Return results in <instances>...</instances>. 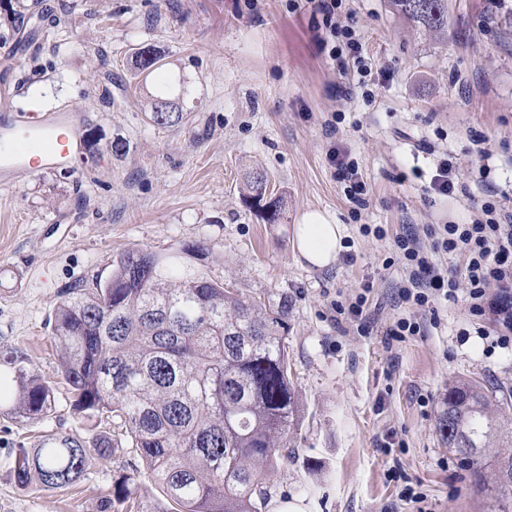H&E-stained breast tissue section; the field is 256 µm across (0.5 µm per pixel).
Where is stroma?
Instances as JSON below:
<instances>
[{"mask_svg":"<svg viewBox=\"0 0 512 512\" xmlns=\"http://www.w3.org/2000/svg\"><path fill=\"white\" fill-rule=\"evenodd\" d=\"M354 27L388 75L372 96L336 98L339 76L314 40L311 15L290 0H0V89L15 107L81 122L74 163L19 173L0 189V351L21 350L55 392L48 417L0 406V512H99L127 470L125 450L97 457L64 491L19 487L15 449L54 429L88 443L121 439L106 417L75 414L57 374L51 317L61 289L108 277L113 260L140 248L166 253L203 243L202 270L253 295L287 299L290 372L303 416L299 457L275 474L266 512H490L473 470L450 452L437 420L450 380L475 378L512 392V347L478 336L488 319L464 295L439 303L424 336L390 337L400 265L383 266L390 238L409 224H464L488 139L499 161L490 177L512 182V0H448L442 43L398 15L390 0H354ZM466 32L465 41L455 38ZM150 44L189 80L179 127L148 123L150 94L132 62ZM344 113L328 133L329 113ZM127 143L126 154L112 152ZM458 168L450 197L428 192L436 158ZM348 151L371 189L360 218L328 162ZM264 170L279 197L270 224L249 201L250 172ZM307 211L334 215L349 247L317 269L298 260L293 226ZM388 238L363 235L362 225ZM366 291L370 332L335 323L334 300ZM393 435L397 446L379 443ZM400 464L423 504L398 498L388 469Z\"/></svg>","mask_w":512,"mask_h":512,"instance_id":"35a3bbf8","label":"stroma"}]
</instances>
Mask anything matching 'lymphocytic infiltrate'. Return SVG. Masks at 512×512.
<instances>
[{"label":"lymphocytic infiltrate","instance_id":"1","mask_svg":"<svg viewBox=\"0 0 512 512\" xmlns=\"http://www.w3.org/2000/svg\"><path fill=\"white\" fill-rule=\"evenodd\" d=\"M314 23L320 52L336 63L339 73L353 71V80L338 84L336 96L352 100L367 80L382 77L373 60L365 55L360 34L344 24V0H306ZM329 162L344 195L355 209H366L370 188L357 161L347 151L332 149ZM406 275L400 283L398 304L418 310H433L438 300L456 297L465 290L472 315H493L500 329L499 346L512 344V209L490 201L482 202L480 213L466 224H431L425 232L414 230L398 235L391 248ZM460 257L461 276H453L434 261L436 253Z\"/></svg>","mask_w":512,"mask_h":512}]
</instances>
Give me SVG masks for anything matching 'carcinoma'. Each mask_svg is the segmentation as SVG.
Wrapping results in <instances>:
<instances>
[{
	"label": "carcinoma",
	"mask_w": 512,
	"mask_h": 512,
	"mask_svg": "<svg viewBox=\"0 0 512 512\" xmlns=\"http://www.w3.org/2000/svg\"><path fill=\"white\" fill-rule=\"evenodd\" d=\"M390 2L435 38L447 33L448 0ZM134 56L145 76L160 75L147 119L165 127L186 120L184 81L166 75L165 58L151 45ZM246 187L266 221L277 223L281 204L267 195L266 173L252 172ZM204 250L129 249L107 279L76 282L58 296L52 335L71 407L87 417L112 414L138 460L100 512H262L278 467L299 456L289 437L301 406L282 334L288 303L227 287L185 260ZM1 366L9 374L0 376V402H11L15 415L39 419L53 411V389L27 357L8 351ZM500 411L481 382L453 379L438 429L448 450L470 465L494 453L492 484L503 498L512 494V435L502 432ZM115 451L105 438L88 445L53 432L40 448L16 449L12 472L20 487L66 489L95 457ZM143 477L163 488L170 506L148 504Z\"/></svg>",
	"instance_id": "1"
}]
</instances>
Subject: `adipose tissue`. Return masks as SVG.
Segmentation results:
<instances>
[{
    "label": "adipose tissue",
    "instance_id": "obj_1",
    "mask_svg": "<svg viewBox=\"0 0 512 512\" xmlns=\"http://www.w3.org/2000/svg\"><path fill=\"white\" fill-rule=\"evenodd\" d=\"M347 228L318 211L306 212L294 227L293 248L311 266L324 269L335 264L345 248Z\"/></svg>",
    "mask_w": 512,
    "mask_h": 512
}]
</instances>
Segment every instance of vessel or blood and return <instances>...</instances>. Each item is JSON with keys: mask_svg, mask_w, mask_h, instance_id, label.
Listing matches in <instances>:
<instances>
[{"mask_svg": "<svg viewBox=\"0 0 512 512\" xmlns=\"http://www.w3.org/2000/svg\"><path fill=\"white\" fill-rule=\"evenodd\" d=\"M12 97L10 91L0 92V186L5 188L19 170L56 169L71 156L69 117L14 111Z\"/></svg>", "mask_w": 512, "mask_h": 512, "instance_id": "1", "label": "vessel or blood"}]
</instances>
